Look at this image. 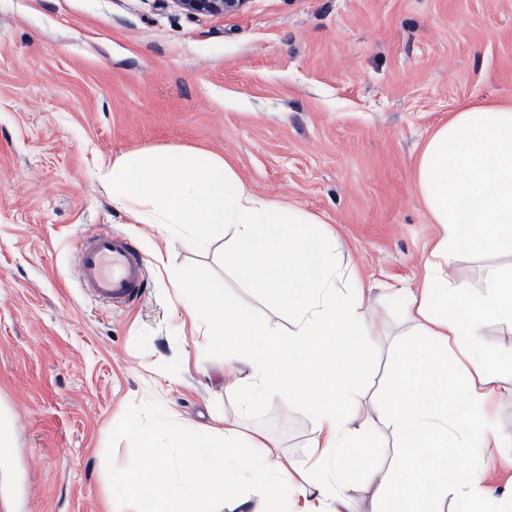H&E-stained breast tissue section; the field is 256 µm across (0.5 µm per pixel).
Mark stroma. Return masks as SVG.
<instances>
[{
    "label": "stroma",
    "mask_w": 512,
    "mask_h": 512,
    "mask_svg": "<svg viewBox=\"0 0 512 512\" xmlns=\"http://www.w3.org/2000/svg\"><path fill=\"white\" fill-rule=\"evenodd\" d=\"M512 105V0H250L190 16L169 0H0V512H128L114 475L136 429L230 425L309 467L297 401L241 414L235 374L175 272L223 278L270 328L288 314L207 249L136 224L100 170L143 149L195 148L245 188L326 223L366 293L358 423L380 415L394 346L417 341L396 289L424 274L436 227L414 187L420 151L470 105ZM130 235L140 296L89 298L86 234ZM504 446L482 471L512 489V364L498 366Z\"/></svg>",
    "instance_id": "obj_1"
}]
</instances>
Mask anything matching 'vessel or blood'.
<instances>
[{
	"label": "vessel or blood",
	"mask_w": 512,
	"mask_h": 512,
	"mask_svg": "<svg viewBox=\"0 0 512 512\" xmlns=\"http://www.w3.org/2000/svg\"><path fill=\"white\" fill-rule=\"evenodd\" d=\"M143 268L136 247L122 235L106 231L92 233L78 251L81 283L104 303L137 298L144 284Z\"/></svg>",
	"instance_id": "obj_1"
}]
</instances>
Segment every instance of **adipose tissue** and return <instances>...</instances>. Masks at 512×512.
<instances>
[{
	"instance_id": "obj_1",
	"label": "adipose tissue",
	"mask_w": 512,
	"mask_h": 512,
	"mask_svg": "<svg viewBox=\"0 0 512 512\" xmlns=\"http://www.w3.org/2000/svg\"><path fill=\"white\" fill-rule=\"evenodd\" d=\"M114 205L138 224H166L197 248L229 228L224 264L244 285L260 290L292 319L282 333L258 320L220 279L179 275L187 307H201L212 346L223 349L226 371L238 372L242 411L280 397L307 405L314 416L315 463L299 485L295 461L270 445H241L233 428L202 431L171 420L139 434V462L112 480L133 507L148 512H215L224 486L239 489V507L265 497V512H347L343 490L350 461L369 464L381 445L372 424L350 415L359 394V355L337 340L364 335V292L344 264L335 237L320 220L248 192L232 165L205 150L125 153L101 170ZM417 192L437 235L424 275L401 289L407 317L422 322L431 344L401 356L386 398L385 422L401 460L378 481L380 512H435L452 499L457 512H512V495L486 488L473 460L499 447L484 411L499 379L501 355L480 341L483 323L512 324V267L493 270L480 292L453 279L457 254L512 255V106L460 109L420 154ZM176 447V465L164 463ZM463 465L449 469V459Z\"/></svg>"
}]
</instances>
